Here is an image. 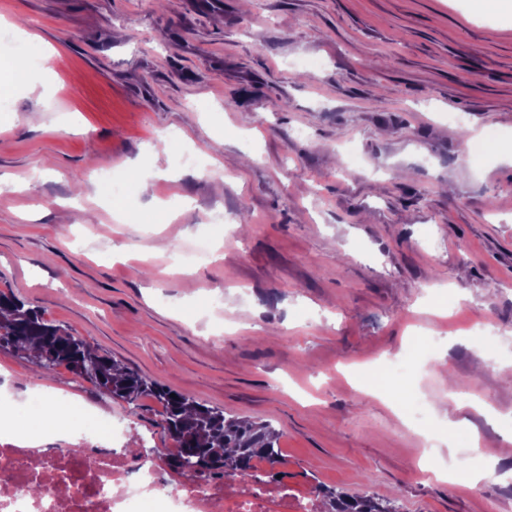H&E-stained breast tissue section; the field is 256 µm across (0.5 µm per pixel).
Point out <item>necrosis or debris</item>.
Here are the masks:
<instances>
[{
    "label": "necrosis or debris",
    "instance_id": "obj_1",
    "mask_svg": "<svg viewBox=\"0 0 512 512\" xmlns=\"http://www.w3.org/2000/svg\"><path fill=\"white\" fill-rule=\"evenodd\" d=\"M128 432L94 415L70 430L71 457L33 446L27 435L0 426V512H288L280 486L262 491L207 482L169 483L165 467L138 437V453L123 441Z\"/></svg>",
    "mask_w": 512,
    "mask_h": 512
}]
</instances>
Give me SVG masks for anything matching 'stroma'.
Wrapping results in <instances>:
<instances>
[{
	"mask_svg": "<svg viewBox=\"0 0 512 512\" xmlns=\"http://www.w3.org/2000/svg\"><path fill=\"white\" fill-rule=\"evenodd\" d=\"M1 17L56 55L53 91L31 78L0 97V290L153 380L270 422L289 499L336 487L399 512H512V349L485 357L471 330H512V155L467 158L456 133L512 130V24L467 0H7ZM165 132L214 170L181 164ZM149 145L174 176L127 185L116 223L84 159L123 168ZM162 202L167 220L148 223ZM219 229L209 263L152 251ZM378 368L404 398L354 388ZM41 387L161 435L155 401L0 350L1 390L29 405ZM471 400L493 414L457 410ZM463 415L456 446L475 431L484 448L437 480L419 426L442 436ZM489 460L493 475L469 479Z\"/></svg>",
	"mask_w": 512,
	"mask_h": 512,
	"instance_id": "obj_1",
	"label": "stroma"
}]
</instances>
